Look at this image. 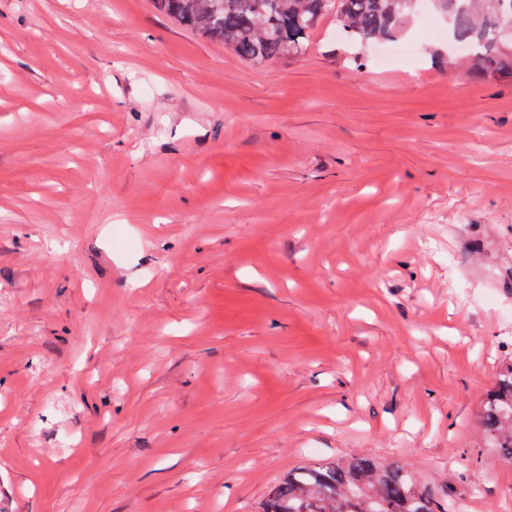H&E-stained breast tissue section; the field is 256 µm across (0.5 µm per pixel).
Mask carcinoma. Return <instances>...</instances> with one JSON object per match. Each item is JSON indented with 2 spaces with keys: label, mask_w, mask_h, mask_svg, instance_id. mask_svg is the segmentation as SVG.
<instances>
[{
  "label": "carcinoma",
  "mask_w": 512,
  "mask_h": 512,
  "mask_svg": "<svg viewBox=\"0 0 512 512\" xmlns=\"http://www.w3.org/2000/svg\"><path fill=\"white\" fill-rule=\"evenodd\" d=\"M181 26L257 67L305 53L328 20L349 64L362 66V49L407 36L422 7L443 18L448 39L464 46L462 68L491 82L512 81V0H152ZM428 53L449 64L447 42ZM499 456L512 462V362L496 374L479 416ZM264 512H456L399 463L367 455L298 468L269 499Z\"/></svg>",
  "instance_id": "obj_1"
}]
</instances>
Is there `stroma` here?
Here are the masks:
<instances>
[{"label": "stroma", "mask_w": 512, "mask_h": 512, "mask_svg": "<svg viewBox=\"0 0 512 512\" xmlns=\"http://www.w3.org/2000/svg\"><path fill=\"white\" fill-rule=\"evenodd\" d=\"M333 36L0 0V512H262L353 454L512 502V86ZM484 434L496 448L499 456L512 462V361L504 364L496 374L495 389L487 399L479 416Z\"/></svg>", "instance_id": "1"}]
</instances>
